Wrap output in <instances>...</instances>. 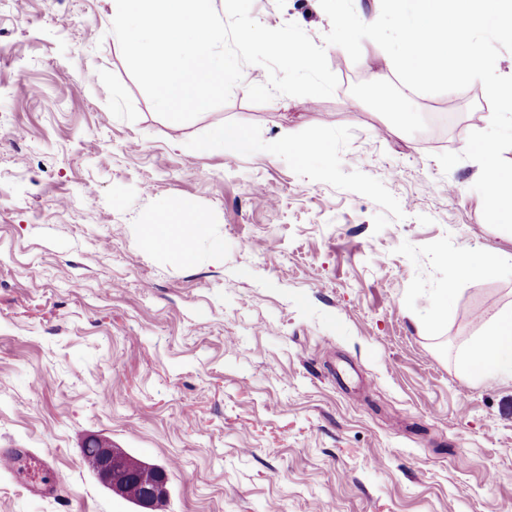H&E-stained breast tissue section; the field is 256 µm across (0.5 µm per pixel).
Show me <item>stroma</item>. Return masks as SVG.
<instances>
[{
    "mask_svg": "<svg viewBox=\"0 0 512 512\" xmlns=\"http://www.w3.org/2000/svg\"><path fill=\"white\" fill-rule=\"evenodd\" d=\"M251 13L318 44L331 28L319 0ZM112 21V0H0V448L50 455L59 488L33 497L0 467V512H136L84 467L96 436L167 468L160 512H512V385L459 365L478 314L512 303V267L460 278L439 254L512 258L477 163L436 159L487 128L483 85L410 93L444 139L388 133L350 91L396 78L366 40L332 96L252 103L267 72L247 65L175 127ZM221 123L252 146L198 155ZM284 136L332 151L300 163L271 152ZM178 197L210 225L190 267L140 238ZM454 289L448 288V290L430 299L427 318L421 324L422 328L426 329L442 320H447L448 300L452 297Z\"/></svg>",
    "mask_w": 512,
    "mask_h": 512,
    "instance_id": "1",
    "label": "stroma"
}]
</instances>
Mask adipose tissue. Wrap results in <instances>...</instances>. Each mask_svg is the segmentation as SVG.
Wrapping results in <instances>:
<instances>
[{"label": "adipose tissue", "instance_id": "1", "mask_svg": "<svg viewBox=\"0 0 512 512\" xmlns=\"http://www.w3.org/2000/svg\"><path fill=\"white\" fill-rule=\"evenodd\" d=\"M251 143L247 129L232 124L216 125L199 142V154L219 152L235 156ZM208 226L197 215L192 198L182 197L162 203L153 221L144 224L146 244L173 255L183 265L196 261L194 245L206 237ZM466 376L475 382H512V303L498 307L483 319L481 332L460 358Z\"/></svg>", "mask_w": 512, "mask_h": 512}]
</instances>
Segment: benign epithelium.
<instances>
[{
	"label": "benign epithelium",
	"instance_id": "obj_1",
	"mask_svg": "<svg viewBox=\"0 0 512 512\" xmlns=\"http://www.w3.org/2000/svg\"><path fill=\"white\" fill-rule=\"evenodd\" d=\"M96 479L107 489L118 493L134 479L143 488L138 506L156 512L168 495V475L165 468L153 466L150 472L134 474L126 469L122 458L107 442L98 440Z\"/></svg>",
	"mask_w": 512,
	"mask_h": 512
}]
</instances>
